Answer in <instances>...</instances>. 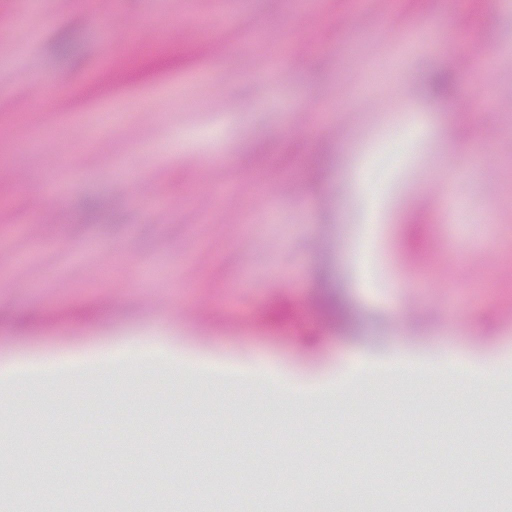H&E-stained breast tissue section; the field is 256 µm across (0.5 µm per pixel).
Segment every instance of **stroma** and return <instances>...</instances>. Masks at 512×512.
Instances as JSON below:
<instances>
[{
    "label": "stroma",
    "instance_id": "1",
    "mask_svg": "<svg viewBox=\"0 0 512 512\" xmlns=\"http://www.w3.org/2000/svg\"><path fill=\"white\" fill-rule=\"evenodd\" d=\"M196 2L221 49L120 89L84 81L110 45L82 0L0 54V111L15 121L0 128V154L26 169L0 178V357L79 354L54 365L51 395L33 372L0 381V431L16 448L0 457L15 486L0 512L48 498L36 484L17 491L22 473L60 465L77 477L92 453L112 464L93 494L121 488L115 512H152L144 463L178 482L167 502L178 512H251L253 461L273 512L284 482L328 489L344 474L349 499L310 512L372 504L406 482L408 512H458L438 490L448 469L498 486L497 512H512V470L498 466L512 453V400L477 405L470 372L452 385L425 363L406 388L389 371L405 354L512 351V0ZM470 28L490 47L476 69L456 46ZM256 37L281 53L257 60ZM443 69L456 82L447 99L424 89ZM57 86L69 91L59 111L31 108ZM107 100L111 114L97 112ZM410 112L423 135L405 130ZM72 118L90 122L88 137L53 140ZM450 159L451 197L439 187ZM70 160L79 171L43 216L52 171ZM90 199L101 208L87 216ZM326 283L347 321L317 312ZM281 294L295 318L260 326ZM159 342L226 359L213 382L228 395L221 416L153 352ZM251 359L303 374L360 368L313 400L296 383L271 390L245 370ZM110 370L126 390L108 403ZM175 451L190 453V472ZM366 455L374 467L354 475Z\"/></svg>",
    "mask_w": 512,
    "mask_h": 512
}]
</instances>
